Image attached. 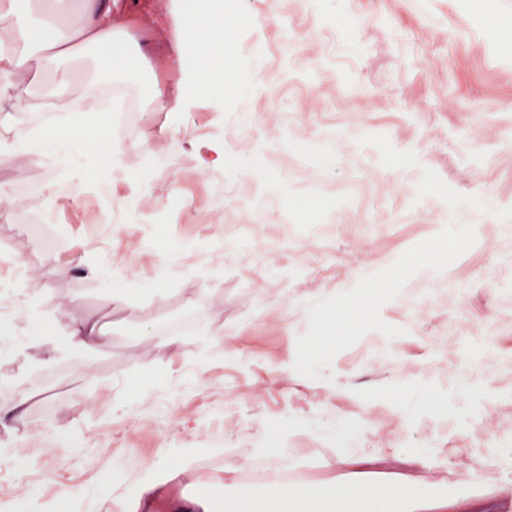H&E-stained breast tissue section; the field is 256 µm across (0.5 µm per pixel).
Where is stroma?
<instances>
[{"instance_id":"1","label":"stroma","mask_w":512,"mask_h":512,"mask_svg":"<svg viewBox=\"0 0 512 512\" xmlns=\"http://www.w3.org/2000/svg\"><path fill=\"white\" fill-rule=\"evenodd\" d=\"M277 2L237 0L242 45L267 50L216 107L174 116L150 97L153 82L174 101L188 92L169 50L172 0L117 4L143 83L98 74L90 51L58 96L48 76L18 74L33 93L0 112V282L17 335L0 340V406L29 402L22 419L0 418V452H28L10 481L42 491L16 512H121L98 490L103 472L123 482L185 451L202 475L260 459L316 481L354 448L443 486L512 481V329L478 333L512 317V28L496 24L512 0H295L285 16ZM94 77L105 138L77 158L81 185L49 203V145L8 142L64 119ZM298 132L330 142L333 162L284 156ZM112 142L122 151L101 184ZM138 165L154 179L129 180ZM358 170L372 186L346 194ZM432 176L467 222L433 207ZM28 183L43 190L24 200ZM45 209L50 247L29 232ZM442 249L449 265H422ZM80 317L110 341L91 362L54 356ZM346 421L363 424L354 438Z\"/></svg>"}]
</instances>
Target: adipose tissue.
Masks as SVG:
<instances>
[{
    "mask_svg": "<svg viewBox=\"0 0 512 512\" xmlns=\"http://www.w3.org/2000/svg\"><path fill=\"white\" fill-rule=\"evenodd\" d=\"M82 24L78 29L62 31L58 23L45 18L33 23L16 19L14 0H0V99L22 108L29 98L28 85L14 81L13 75L23 71H53L58 85H67L73 78L72 60L83 48L96 51L99 70L120 67L130 83L142 79V62L124 47L126 34L112 18V0H79ZM176 27L171 47L181 64L189 96L183 108L190 109L219 99L224 84L223 71L214 67L215 59L224 55L221 35L222 20L210 23L212 34L201 46L186 44L190 30L200 23L189 14L186 0H174ZM103 134L101 122L67 126L45 127L37 136L43 142L62 144L55 156L57 180L64 186L74 185L77 178L71 158L72 150L84 140ZM106 340L105 329L96 322L76 319L62 331L58 355L72 351L95 353ZM247 467L244 460L229 458L222 470L196 476L192 461L180 466L143 464L131 492L122 497L124 512H148L160 494L171 483L184 477L195 484L212 488H228L238 484L239 476ZM192 512H486V494L481 485L459 480L451 490H441L436 484L409 478L391 477L376 470L375 461L350 450L340 452L318 485L305 482L282 483L266 477L251 483L246 494L225 498L216 503L208 495L189 499Z\"/></svg>",
    "mask_w": 512,
    "mask_h": 512,
    "instance_id": "ef3b65f1",
    "label": "adipose tissue"
}]
</instances>
